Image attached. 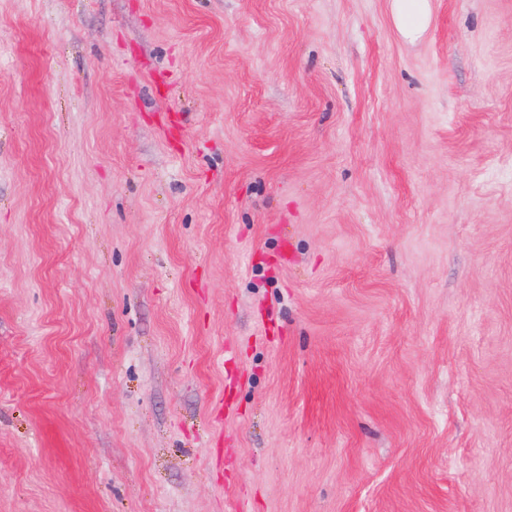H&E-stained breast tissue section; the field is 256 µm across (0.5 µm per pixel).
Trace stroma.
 <instances>
[{
    "instance_id": "obj_1",
    "label": "stroma",
    "mask_w": 512,
    "mask_h": 512,
    "mask_svg": "<svg viewBox=\"0 0 512 512\" xmlns=\"http://www.w3.org/2000/svg\"><path fill=\"white\" fill-rule=\"evenodd\" d=\"M0 0V512H512V0ZM392 1L393 18L399 33L409 40L418 38L429 24V0Z\"/></svg>"
}]
</instances>
